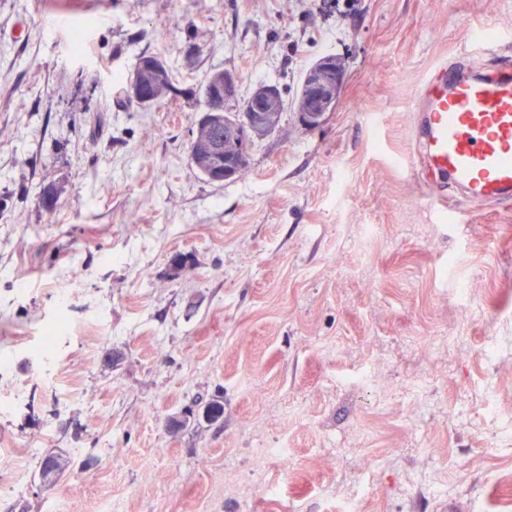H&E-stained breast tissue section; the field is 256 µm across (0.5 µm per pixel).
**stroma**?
<instances>
[{
  "mask_svg": "<svg viewBox=\"0 0 512 512\" xmlns=\"http://www.w3.org/2000/svg\"><path fill=\"white\" fill-rule=\"evenodd\" d=\"M479 24L512 29V0H0V448L30 460H0V512H506L512 455L475 422L487 386L512 407V200L436 223L414 165V97ZM327 54L347 76L311 129ZM143 55L171 100L127 98ZM218 70L285 104L224 183L188 152ZM372 369L429 374L427 406H370ZM344 79V62L331 54L320 57L307 70L302 82L309 100L308 109L302 117L305 125L321 123L327 112L334 109Z\"/></svg>",
  "mask_w": 512,
  "mask_h": 512,
  "instance_id": "stroma-1",
  "label": "stroma"
}]
</instances>
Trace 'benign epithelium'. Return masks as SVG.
I'll list each match as a JSON object with an SVG mask.
<instances>
[{
    "label": "benign epithelium",
    "mask_w": 512,
    "mask_h": 512,
    "mask_svg": "<svg viewBox=\"0 0 512 512\" xmlns=\"http://www.w3.org/2000/svg\"><path fill=\"white\" fill-rule=\"evenodd\" d=\"M154 74L161 72V67L150 64L132 72L127 81L129 96L138 103H149L157 100L159 91L147 70ZM345 79V64L341 58L335 55L320 57L307 70L303 79L306 97L309 100L308 109L304 112L302 121L305 125H315L322 122L324 116L332 111L336 105L338 92ZM211 80L224 94V101L231 106V111L242 112V122L217 111H204L198 123L206 125L224 120V136L233 138L244 130L252 139H260L268 135L276 125L277 112L281 111L282 95L275 84L259 85L249 99L241 104L237 94V76L229 70L215 72ZM224 152V141L208 139L203 140L200 154L193 159L196 167L202 169L208 178L215 183L229 181L237 177V171L232 166L226 165L224 169L215 167Z\"/></svg>",
    "instance_id": "1"
}]
</instances>
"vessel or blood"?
Segmentation results:
<instances>
[{
  "mask_svg": "<svg viewBox=\"0 0 512 512\" xmlns=\"http://www.w3.org/2000/svg\"><path fill=\"white\" fill-rule=\"evenodd\" d=\"M419 154L462 204L512 199V65L488 72L466 63L437 68L421 95Z\"/></svg>",
  "mask_w": 512,
  "mask_h": 512,
  "instance_id": "obj_1",
  "label": "vessel or blood"
}]
</instances>
